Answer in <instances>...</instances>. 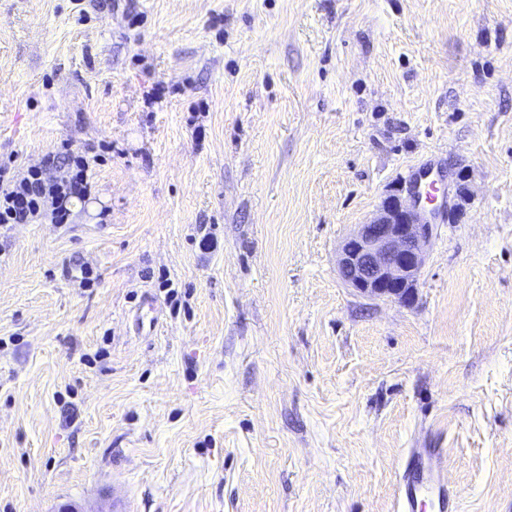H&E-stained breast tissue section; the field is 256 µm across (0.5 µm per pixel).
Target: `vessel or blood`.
Listing matches in <instances>:
<instances>
[{"mask_svg": "<svg viewBox=\"0 0 512 512\" xmlns=\"http://www.w3.org/2000/svg\"><path fill=\"white\" fill-rule=\"evenodd\" d=\"M444 470L442 449H412L399 474V512H456L455 496L445 482Z\"/></svg>", "mask_w": 512, "mask_h": 512, "instance_id": "vessel-or-blood-1", "label": "vessel or blood"}]
</instances>
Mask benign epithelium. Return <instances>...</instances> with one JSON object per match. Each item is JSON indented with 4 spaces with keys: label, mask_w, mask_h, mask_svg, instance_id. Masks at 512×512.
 <instances>
[{
    "label": "benign epithelium",
    "mask_w": 512,
    "mask_h": 512,
    "mask_svg": "<svg viewBox=\"0 0 512 512\" xmlns=\"http://www.w3.org/2000/svg\"><path fill=\"white\" fill-rule=\"evenodd\" d=\"M440 215L427 205L417 181L388 190L338 249L343 282L362 297L412 304Z\"/></svg>",
    "instance_id": "benign-epithelium-1"
}]
</instances>
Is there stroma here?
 <instances>
[{
	"label": "stroma",
	"instance_id": "35a3bbf8",
	"mask_svg": "<svg viewBox=\"0 0 512 512\" xmlns=\"http://www.w3.org/2000/svg\"><path fill=\"white\" fill-rule=\"evenodd\" d=\"M64 143L69 223L0 226V512H396L412 448L512 512V0H0V166ZM420 171L414 304L357 296ZM440 215L427 205L418 181L388 190L338 249L343 282L362 297L412 304Z\"/></svg>",
	"mask_w": 512,
	"mask_h": 512
}]
</instances>
